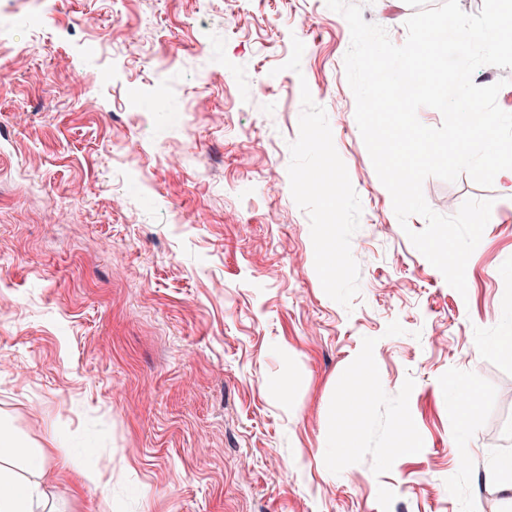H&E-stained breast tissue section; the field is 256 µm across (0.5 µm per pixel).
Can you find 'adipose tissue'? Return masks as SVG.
I'll list each match as a JSON object with an SVG mask.
<instances>
[{"instance_id":"ef3b65f1","label":"adipose tissue","mask_w":512,"mask_h":512,"mask_svg":"<svg viewBox=\"0 0 512 512\" xmlns=\"http://www.w3.org/2000/svg\"><path fill=\"white\" fill-rule=\"evenodd\" d=\"M53 476L49 449L17 447L12 427L0 418V512H52Z\"/></svg>"}]
</instances>
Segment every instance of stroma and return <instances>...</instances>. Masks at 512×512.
Instances as JSON below:
<instances>
[{
  "instance_id": "35a3bbf8",
  "label": "stroma",
  "mask_w": 512,
  "mask_h": 512,
  "mask_svg": "<svg viewBox=\"0 0 512 512\" xmlns=\"http://www.w3.org/2000/svg\"><path fill=\"white\" fill-rule=\"evenodd\" d=\"M355 2L405 43V0ZM349 46L326 0H58L0 38V414L105 475L55 481L56 512H512L487 477L512 456V170L423 184L445 216L493 202L459 293L374 170ZM322 166L338 201L299 187ZM403 416L421 445L393 456ZM334 430L357 450L328 469ZM479 406L477 392L469 382H455L452 399L448 402V411L458 420L463 431L471 429L473 413Z\"/></svg>"
}]
</instances>
